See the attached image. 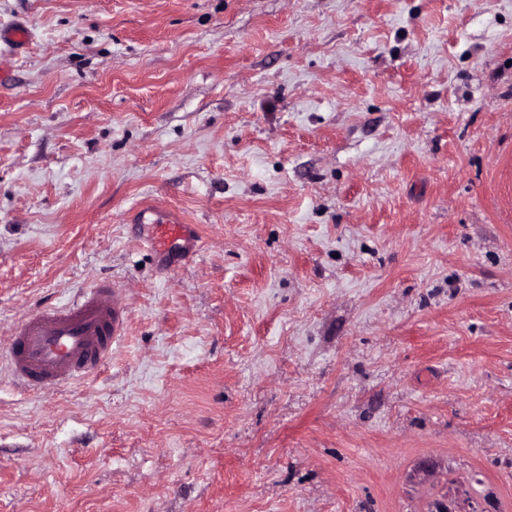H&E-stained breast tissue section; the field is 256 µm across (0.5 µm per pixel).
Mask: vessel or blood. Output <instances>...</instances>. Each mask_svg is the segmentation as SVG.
Masks as SVG:
<instances>
[{
	"label": "vessel or blood",
	"instance_id": "1",
	"mask_svg": "<svg viewBox=\"0 0 512 512\" xmlns=\"http://www.w3.org/2000/svg\"><path fill=\"white\" fill-rule=\"evenodd\" d=\"M148 220L163 247L179 244L182 259L197 248L195 225L175 212L151 208ZM127 314L110 286L99 284L80 300L31 313L18 322L5 347L4 362L24 390L57 389L96 373L125 333Z\"/></svg>",
	"mask_w": 512,
	"mask_h": 512
}]
</instances>
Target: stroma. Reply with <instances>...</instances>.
Here are the masks:
<instances>
[{
  "instance_id": "35a3bbf8",
  "label": "stroma",
  "mask_w": 512,
  "mask_h": 512,
  "mask_svg": "<svg viewBox=\"0 0 512 512\" xmlns=\"http://www.w3.org/2000/svg\"><path fill=\"white\" fill-rule=\"evenodd\" d=\"M0 512H512V0H0ZM196 225L174 265L146 206ZM126 323L116 290L98 284L76 302L24 317L8 337L2 360L24 390L58 389L96 373Z\"/></svg>"
}]
</instances>
